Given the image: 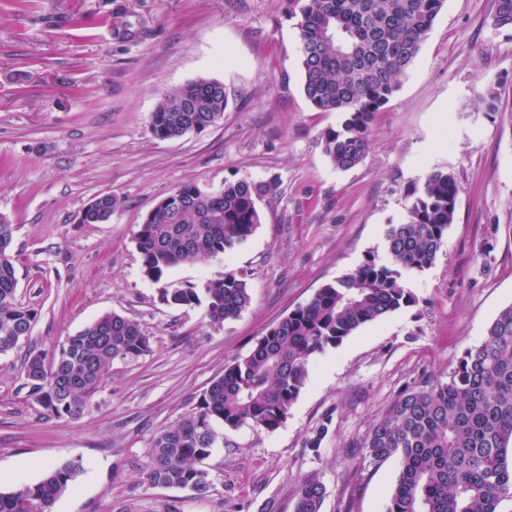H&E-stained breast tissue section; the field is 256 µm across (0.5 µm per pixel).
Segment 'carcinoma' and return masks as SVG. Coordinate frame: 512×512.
<instances>
[{
    "label": "carcinoma",
    "mask_w": 512,
    "mask_h": 512,
    "mask_svg": "<svg viewBox=\"0 0 512 512\" xmlns=\"http://www.w3.org/2000/svg\"><path fill=\"white\" fill-rule=\"evenodd\" d=\"M445 0H288L299 33L303 92L319 112H338L340 123L319 136L322 152L338 171L358 165L367 150L375 114L398 91ZM497 27H512V0H495ZM228 96L220 83L198 79L172 90L150 117L162 140L205 130L224 116ZM271 183L224 179L216 190L186 182L158 202L134 235L142 272L158 282L171 268L222 254L247 240L261 223L258 201ZM459 186L446 171L408 185L405 216L385 234L388 259L370 253L336 281L272 324L251 352L224 365L197 410L152 441L151 483L209 489L205 461L216 447V424L275 430L288 418L305 387L311 357L337 346L358 329L416 304L403 275L430 267L454 223ZM118 201L93 200L86 224L109 220ZM14 227L0 216V354L31 331L34 313L16 299L11 258ZM174 307L206 301L210 325L238 318L251 303L245 277L229 271L199 289L165 288ZM151 351L140 325L106 313L67 338L46 365L28 357L25 375L35 398L53 415L74 418L116 360ZM359 447L380 465L400 463L387 512H501L512 500V306L500 311L485 339L467 349L448 380L400 391L364 435ZM83 472L78 461L53 466L35 484L0 491V512H51ZM325 487L316 476L296 492L294 512H321Z\"/></svg>",
    "instance_id": "obj_1"
}]
</instances>
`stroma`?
<instances>
[{"label": "stroma", "instance_id": "obj_1", "mask_svg": "<svg viewBox=\"0 0 512 512\" xmlns=\"http://www.w3.org/2000/svg\"><path fill=\"white\" fill-rule=\"evenodd\" d=\"M494 9L445 0L364 159L342 172L319 145L340 115L303 94L286 0H0V215L14 226L17 298L35 315L28 339L0 354V489L78 460L53 512H293L314 474L322 512H387L399 465L371 463L358 441L404 387L447 378L512 305V28L493 26ZM201 78L223 83V120L156 138L157 104ZM491 83L495 113L479 105ZM435 170L459 196L434 263L403 278L416 305L315 354L276 430L224 429L205 495L152 484L153 438L273 323L368 253L386 257L406 187ZM228 177L276 185L253 235L146 279L134 241L144 216L182 183L212 190ZM104 194L119 201L110 220L83 223ZM228 271L245 273L252 301L223 326L205 305L161 300ZM110 312L140 324L150 353L115 362L79 416H54L30 393L26 358L51 361Z\"/></svg>", "mask_w": 512, "mask_h": 512}]
</instances>
